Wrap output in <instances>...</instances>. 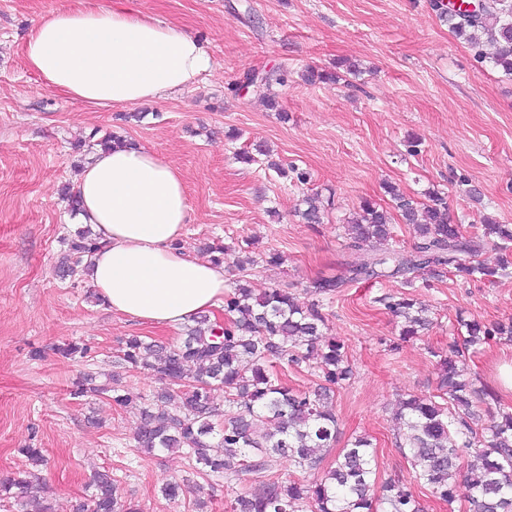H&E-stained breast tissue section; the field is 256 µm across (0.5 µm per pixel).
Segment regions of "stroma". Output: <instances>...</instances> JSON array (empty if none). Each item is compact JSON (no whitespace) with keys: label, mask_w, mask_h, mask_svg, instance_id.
<instances>
[{"label":"stroma","mask_w":512,"mask_h":512,"mask_svg":"<svg viewBox=\"0 0 512 512\" xmlns=\"http://www.w3.org/2000/svg\"><path fill=\"white\" fill-rule=\"evenodd\" d=\"M80 0H0V480H25L24 449H42L48 464L39 477L51 512H72L89 492L95 472H112L122 503L137 512H228L234 492H258L260 478L235 485L193 473L183 454H145L133 446L140 417L110 395L74 397L85 373L148 395L160 382L150 370L119 365L128 337L175 346L181 328L135 324L86 300L87 280L60 279L57 262L75 218L63 194L75 187L93 156L83 143L92 133L117 131L154 150L183 176L189 221L184 252L250 241L258 254L279 253L281 264L242 272L224 262L227 281L245 280L255 293L288 289L309 303L311 283L340 277L351 250L341 226L363 200L390 206L393 185L424 201L438 191L453 223L472 231L482 216L512 225V77L478 62L433 13L430 0H130L155 20L197 35L215 70L182 92L139 106V119L119 121L121 105L90 108L44 85L25 61L33 23ZM361 71L343 70V60ZM337 73L334 83L306 84V68ZM284 71V84L243 87L245 72ZM274 97L276 108L263 102ZM422 141L418 155L407 140ZM264 145L269 158L247 165L236 154ZM307 175L280 177L269 161ZM478 189L473 201L469 189ZM317 198L319 224L295 215L301 200ZM402 279L346 283L323 299L328 333L345 346L353 369L337 390L333 408L336 448L369 435L378 481L410 487L425 512H472L447 505L417 482L398 450L397 418L408 396L435 395V351L461 337L459 319L512 321V276L496 284L444 274L414 288L433 325L423 336L400 341L396 319L376 302L404 292ZM399 341L392 352L390 341ZM79 341L86 357L68 360L56 345ZM476 387L512 406L501 380L512 366V342L497 340L467 361ZM181 479L177 498L165 497L168 480Z\"/></svg>","instance_id":"obj_1"}]
</instances>
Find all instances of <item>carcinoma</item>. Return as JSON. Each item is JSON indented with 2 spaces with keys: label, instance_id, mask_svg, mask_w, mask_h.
<instances>
[{
  "label": "carcinoma",
  "instance_id": "carcinoma-1",
  "mask_svg": "<svg viewBox=\"0 0 512 512\" xmlns=\"http://www.w3.org/2000/svg\"><path fill=\"white\" fill-rule=\"evenodd\" d=\"M439 18L457 38L466 40L480 62L512 75V0H486L475 11H458L436 5ZM494 52L486 51V45ZM102 151L131 145L109 132L95 140ZM393 208L418 237L413 250L387 246L392 239L391 212L365 200L359 211L341 225L350 247L357 252L348 264L349 280L405 279L414 287V274L426 271L441 277L448 268L466 281L494 283L512 274V226L483 217L481 233L466 236L448 216V202L435 191L428 202L417 203L386 186ZM298 210L305 224H319L320 208L310 198ZM499 254L495 265L478 259L481 248ZM104 247L88 227L67 240L57 272L61 278L83 277L94 254ZM338 278L316 280L314 295H331L341 286ZM385 310L401 319L400 337L413 338L430 320L410 293L379 297ZM223 322L206 314L191 318L180 343L169 348L158 341L131 336L119 361L155 372L164 386L149 396L121 388L119 379L98 384L84 375L76 382L77 396L112 393V402L139 411L141 424L133 436L134 447L184 452L195 472L222 474L237 481L244 474L262 475L286 458L302 471L319 468L333 448L338 418L327 405L335 392L350 383L353 373L345 347L326 335V318L320 301L297 303L286 288H270L256 295L245 284L224 293ZM464 348L448 346L439 360L441 401L411 397L400 403L399 420L405 432L399 449L411 459L418 478L435 497L452 504L463 498L474 512H512V412L501 411L478 432L481 406L496 400L492 392L473 388L465 367L468 351L476 352L494 338L512 340V323L485 325L461 320ZM66 359L84 356L85 344L65 342L56 347ZM318 378L313 391L288 387L276 370L281 361ZM224 391V409L214 403V392ZM376 454L370 440L359 436L336 456L335 466L309 482L268 478L262 490L236 495L230 512H423L411 490L396 482L376 484ZM89 498L74 512H134L118 502L112 474L94 478Z\"/></svg>",
  "mask_w": 512,
  "mask_h": 512
}]
</instances>
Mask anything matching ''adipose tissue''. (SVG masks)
I'll list each match as a JSON object with an SVG mask.
<instances>
[{
  "mask_svg": "<svg viewBox=\"0 0 512 512\" xmlns=\"http://www.w3.org/2000/svg\"><path fill=\"white\" fill-rule=\"evenodd\" d=\"M25 58L46 86L91 107L161 99L214 69L199 40L124 0L43 16ZM77 191L79 222L104 244L89 282L108 310L175 327L221 308L223 266L176 247L189 220L178 169L140 145L101 152L81 171Z\"/></svg>",
  "mask_w": 512,
  "mask_h": 512,
  "instance_id": "1",
  "label": "adipose tissue"
}]
</instances>
